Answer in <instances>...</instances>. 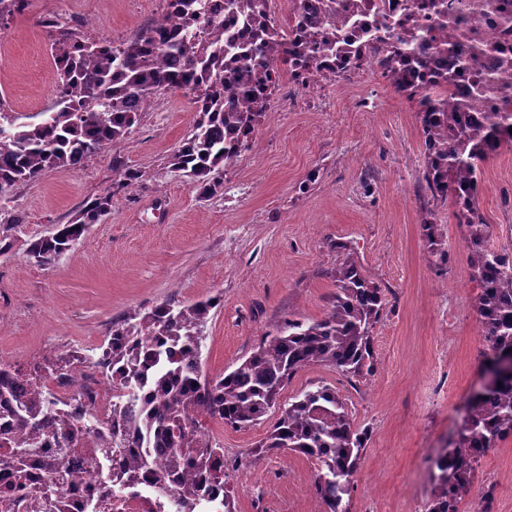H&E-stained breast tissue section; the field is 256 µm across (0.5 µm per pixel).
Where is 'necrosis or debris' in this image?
I'll list each match as a JSON object with an SVG mask.
<instances>
[{
  "label": "necrosis or debris",
  "instance_id": "necrosis-or-debris-1",
  "mask_svg": "<svg viewBox=\"0 0 512 512\" xmlns=\"http://www.w3.org/2000/svg\"><path fill=\"white\" fill-rule=\"evenodd\" d=\"M333 9L336 49L288 80L298 85L326 81L354 73H370L389 48L428 54L431 71L418 79L415 94L421 112L512 113V0H297L290 14L277 20L282 48L299 42L313 10L321 4ZM448 79L447 101L428 100L427 88ZM61 393L83 395V414L110 418L112 389L99 372L77 368L56 384ZM148 465L138 488L100 499V482L118 480L125 461L106 462L101 453L79 449L68 455L65 470L75 484H62L59 496L68 512H166L150 484L159 472L161 454L144 448ZM26 488L11 489V474L0 470V512H29L38 478L40 458H32Z\"/></svg>",
  "mask_w": 512,
  "mask_h": 512
}]
</instances>
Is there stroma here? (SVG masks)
Returning <instances> with one entry per match:
<instances>
[{"label": "stroma", "instance_id": "1", "mask_svg": "<svg viewBox=\"0 0 512 512\" xmlns=\"http://www.w3.org/2000/svg\"><path fill=\"white\" fill-rule=\"evenodd\" d=\"M48 15L90 21L96 37L128 39L161 12L156 0H29L1 21L0 97L28 115L54 101L39 24ZM195 120L181 94L159 96L123 142L11 189L7 209L20 222L0 224L13 243L0 257V362L23 370L47 357L88 354L129 313L216 295L201 348L203 372L215 378L284 318L323 317L336 267L351 249L388 291L372 332L376 370L353 385L332 367L313 366L280 399L323 382L369 429L350 512H424L435 491L433 460L452 446L465 400L481 385L482 340L478 286L455 209L433 199L421 178L418 113L378 74L289 87L285 106L262 114L248 148L225 167L223 190L206 198L166 169ZM125 168L143 179L121 190ZM106 193L111 211L53 265L27 261L30 241ZM478 205L492 247L512 251V146L485 163ZM427 222L448 264H437ZM276 418L271 411L241 429L201 420L224 450L237 512H322L310 459L283 452L244 464ZM488 490L492 512H512V437L480 459L459 512H475Z\"/></svg>", "mask_w": 512, "mask_h": 512}]
</instances>
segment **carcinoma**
Wrapping results in <instances>:
<instances>
[{
	"label": "carcinoma",
	"instance_id": "obj_1",
	"mask_svg": "<svg viewBox=\"0 0 512 512\" xmlns=\"http://www.w3.org/2000/svg\"><path fill=\"white\" fill-rule=\"evenodd\" d=\"M29 0H0V20L22 12ZM254 24L251 46L229 47L196 33L202 0H169L175 24L158 18L145 32L110 51L94 39L77 40L66 33L54 42L53 57H68L55 72V102L26 122L13 112L0 122V213L8 191L18 182L33 181L50 168L81 163L131 132L153 100L168 92L191 98L198 112L192 132L171 157L168 172L186 179L203 196L224 189V167L248 148L259 117L267 109L264 58L276 55L280 33L270 26L267 0H238ZM315 13L314 29L295 50V65L310 67L336 40ZM379 70L399 92L413 96L424 56L404 62L399 56L378 61ZM244 94H224L225 77ZM425 147L422 179L432 197L452 200L464 232L467 263L477 282L476 313L484 341L482 365L490 367L512 354V252L490 245L491 225L477 204L485 162L512 144L509 115L500 112H421ZM112 208V193L95 198L71 224H60L47 236L30 242L28 260L53 264L100 217ZM423 230L432 253L449 261L440 248L434 225ZM336 293L318 320L289 317L265 333L254 351L221 377L209 378L201 366L202 328L219 297L182 305L166 301L151 312L131 313L112 324V341L94 355L46 358L27 371L0 363V397L14 395L15 406L0 411L12 420L0 437V466L17 481L38 452L45 421L60 402L50 388L35 384L26 391L20 379H46L74 363L91 364L112 386V431L104 434L100 420L84 423L71 416L56 418L55 458L43 465L46 492L34 499L31 512H60L53 486L62 480V460L90 435L106 459L127 455L130 433L165 454L166 474L156 479V493L168 512H201L224 491L221 512H236L226 490L224 449L199 440L198 416L220 419L233 428L247 427L274 408L285 386L311 366L328 365L349 379L374 371L372 330L387 305L385 290L368 280L353 254L336 268ZM512 436V374L484 385L470 400L454 447L436 460L435 494L425 512H458L469 496L475 464L498 443ZM370 438L358 427L345 399L328 385L313 384L282 408L266 441L265 451L282 448L315 462L312 483L324 512H349L352 479ZM145 461L129 458L120 484H102V495L135 488Z\"/></svg>",
	"mask_w": 512,
	"mask_h": 512
}]
</instances>
